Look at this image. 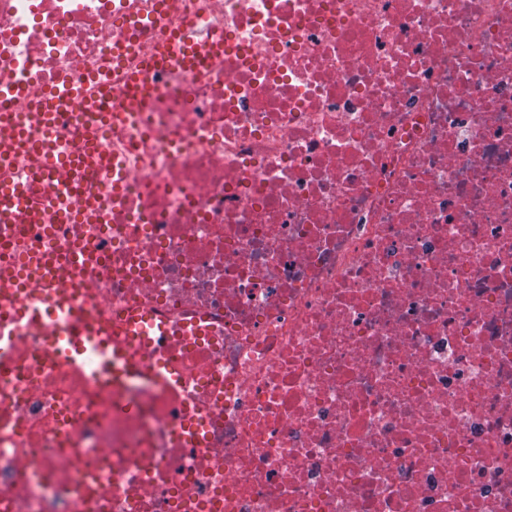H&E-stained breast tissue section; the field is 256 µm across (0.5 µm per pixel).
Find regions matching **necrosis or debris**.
I'll return each instance as SVG.
<instances>
[{"instance_id":"1","label":"necrosis or debris","mask_w":512,"mask_h":512,"mask_svg":"<svg viewBox=\"0 0 512 512\" xmlns=\"http://www.w3.org/2000/svg\"><path fill=\"white\" fill-rule=\"evenodd\" d=\"M154 2L0 0V112L224 47L0 168L66 213L0 219L15 261L94 251L113 345L151 315L177 377L112 387L0 304V512H512V0ZM183 52L178 57L179 67L188 74H193L222 54V45L216 43L201 44L200 37L194 30H187L179 37ZM153 55L154 59L151 67L146 72L139 75L137 79L131 83V86L126 89L123 97L127 107H130L133 103L139 101L142 98L143 92L150 89L146 80L148 73L162 71L171 66L172 47L170 42L165 41L157 45Z\"/></svg>"}]
</instances>
